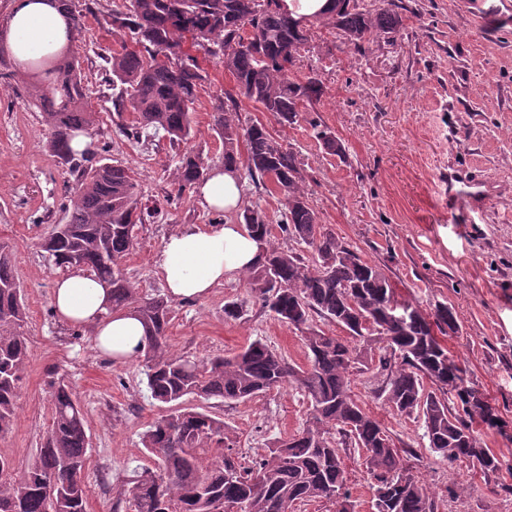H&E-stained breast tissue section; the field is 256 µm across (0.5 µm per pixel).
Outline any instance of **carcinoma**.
Returning a JSON list of instances; mask_svg holds the SVG:
<instances>
[{
  "label": "carcinoma",
  "instance_id": "cac0c4a2",
  "mask_svg": "<svg viewBox=\"0 0 512 512\" xmlns=\"http://www.w3.org/2000/svg\"><path fill=\"white\" fill-rule=\"evenodd\" d=\"M56 2L73 35H79L84 20L74 0ZM401 8L402 0H387L375 12L360 8L358 0H328L318 13L295 17L282 8L281 0H126L110 15L112 27L128 31L130 39L103 57L112 85L120 86L113 107L135 114L120 127L127 138H155L162 131L175 146L192 136L190 105L208 75L183 49L185 37L222 57L232 74L235 85L224 91L212 114L224 144V164H238L239 142L245 140L247 176L255 183L268 180L285 196L286 211L278 224L282 236L307 245L317 256L311 265L303 255L279 247L267 214L258 207L243 208L247 230L267 245L263 261L246 273L248 292L279 321L305 331L304 368L260 341L232 357L190 360L170 351L168 301L140 297L122 269L135 245V226L144 222L138 184L124 166L97 159L88 148L77 152L70 147L76 133L94 123L93 113L84 107L87 91L80 57L70 51L45 58L48 85L24 86L30 101L44 111L50 152L75 181L66 221L53 225L44 251L60 267L74 268L78 258L81 268L107 281L112 311L136 310L148 329L143 353L147 389L151 399L169 408L142 434V446L156 457L155 465L134 471L118 491L113 512H221L226 501L244 504L243 512H295L316 499L334 502L336 512H348L342 452L351 447L362 456L385 512H436L435 501L404 463L403 449L352 396L357 348L310 326L312 313L348 330L365 347L375 340L390 346L400 362L379 359L378 372L386 374L383 393L398 414L422 415L433 451L450 460L479 452L484 476L501 470L499 459L471 427L478 418L495 428L499 418L482 394L466 384L465 369L434 336L427 318L412 305L415 319L409 325L385 332L363 325L371 320L383 327L377 315L391 314V305L398 303L386 276L322 230L302 188L297 155L264 124L242 128L224 112V101L234 104L242 96L282 124L298 122L300 106L323 94L317 78L289 76L308 40L307 28L328 20L358 47L372 37L397 34ZM313 129L326 150L342 151L331 131L318 124ZM203 173L198 154L186 151L179 157L175 178L180 187L191 186ZM26 319L20 282L1 246L0 434L12 426L19 384L27 371ZM426 379L438 391L427 390ZM450 381L457 389L452 397ZM286 383L304 392L312 417L302 432L276 441L249 471L232 452L224 420L185 405L190 397L253 400ZM50 405L52 427L21 477L13 476L12 460L0 454V512H87L89 437L82 408L62 381L53 383Z\"/></svg>",
  "mask_w": 512,
  "mask_h": 512
}]
</instances>
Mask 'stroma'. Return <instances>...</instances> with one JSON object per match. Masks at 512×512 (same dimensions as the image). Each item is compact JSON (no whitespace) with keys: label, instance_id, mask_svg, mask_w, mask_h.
Returning a JSON list of instances; mask_svg holds the SVG:
<instances>
[{"label":"stroma","instance_id":"1","mask_svg":"<svg viewBox=\"0 0 512 512\" xmlns=\"http://www.w3.org/2000/svg\"><path fill=\"white\" fill-rule=\"evenodd\" d=\"M123 0H75L92 6L71 46L83 61L87 105L98 121L91 148L133 171L153 218L136 229L123 263L140 297L164 295L155 263L164 239L182 224L241 223L240 211L200 206L173 172L183 150L205 167L223 164L224 146L212 113L234 78L217 58L196 57L209 80L192 106L194 130L186 146L167 140L136 142L121 135L112 108L111 76L103 58L127 42L109 15ZM403 26L354 47L333 25L315 26L292 71L317 77L323 94L301 106L293 125L279 123L258 104L238 99L230 113L242 127L264 123L301 163L302 185L318 222L363 260L386 275L396 299L433 317L452 307L458 328L434 335L466 369V383L483 394L502 428L476 425L482 443L502 462L486 477L465 460L448 461L428 446L423 422L400 416L387 404L385 377L354 369L351 389L384 428L404 461L435 500L437 512H512V0H402ZM27 75L0 78V245L10 253L25 290V335L30 355L16 399L11 430L0 435V453L23 473L51 425L52 380L64 379L85 416L90 458L85 471L87 512H112L118 491L135 468L152 465L141 435L164 414L146 388L142 358L114 361L93 345L89 329L59 321L52 290L63 270L41 248L70 205L69 176L47 149L40 109L20 96ZM328 127L342 145L328 153L313 124ZM465 169L493 186L478 211L448 201V171ZM245 278L224 283L203 299L171 300L168 344L192 359L229 356L259 340L289 362L307 363L302 333L250 299ZM237 302L243 315L224 317ZM223 418L244 465L267 455L274 441L310 420L308 398L286 384L247 402H206Z\"/></svg>","mask_w":512,"mask_h":512}]
</instances>
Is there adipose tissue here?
Listing matches in <instances>:
<instances>
[{"label": "adipose tissue", "instance_id": "ef3b65f1", "mask_svg": "<svg viewBox=\"0 0 512 512\" xmlns=\"http://www.w3.org/2000/svg\"><path fill=\"white\" fill-rule=\"evenodd\" d=\"M67 44V24L53 0H14L0 29V48L21 73L37 74V61L60 53ZM192 193L214 211L236 210L243 201V185L232 165L207 170ZM264 251V242L243 225L184 224L164 240L156 264L172 297L200 299L259 264ZM52 302L61 320L90 327L97 347L115 360L142 354L148 331L136 312H113L108 282L73 270L57 280Z\"/></svg>", "mask_w": 512, "mask_h": 512}]
</instances>
